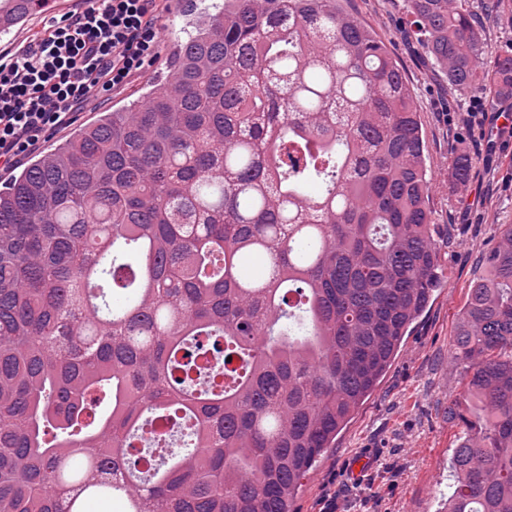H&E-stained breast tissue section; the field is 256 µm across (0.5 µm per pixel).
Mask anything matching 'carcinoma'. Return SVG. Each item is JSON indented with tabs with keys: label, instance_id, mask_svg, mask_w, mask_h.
<instances>
[{
	"label": "carcinoma",
	"instance_id": "carcinoma-1",
	"mask_svg": "<svg viewBox=\"0 0 512 512\" xmlns=\"http://www.w3.org/2000/svg\"><path fill=\"white\" fill-rule=\"evenodd\" d=\"M11 2L1 34L51 0ZM339 2L219 6L0 188V512H291L375 390L438 247L406 77ZM406 9L448 84L512 95L464 0ZM485 264L448 512H512L511 224Z\"/></svg>",
	"mask_w": 512,
	"mask_h": 512
}]
</instances>
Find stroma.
Listing matches in <instances>:
<instances>
[{"label":"stroma","instance_id":"1","mask_svg":"<svg viewBox=\"0 0 512 512\" xmlns=\"http://www.w3.org/2000/svg\"><path fill=\"white\" fill-rule=\"evenodd\" d=\"M342 7L386 44L413 90L431 178L432 234L440 245V288L410 326L399 353L375 391L354 412L302 481L292 512H446L454 483L453 451L464 436L450 401L467 395L468 373L452 361L454 331L472 281L497 243L500 225L512 224V134L488 140L496 112L512 98L450 88L448 77L418 48L405 24L404 0H342ZM481 21L492 54L512 53V0H466ZM160 59L107 104L91 101L85 124L103 108H118L160 81L165 56L182 35L183 18L166 11ZM482 106L484 122L467 118ZM469 161L465 182L448 178L455 156Z\"/></svg>","mask_w":512,"mask_h":512}]
</instances>
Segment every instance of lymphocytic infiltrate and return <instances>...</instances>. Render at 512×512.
<instances>
[{
    "label": "lymphocytic infiltrate",
    "mask_w": 512,
    "mask_h": 512,
    "mask_svg": "<svg viewBox=\"0 0 512 512\" xmlns=\"http://www.w3.org/2000/svg\"><path fill=\"white\" fill-rule=\"evenodd\" d=\"M167 0H90L0 52V171L14 167L77 109L124 88L158 57Z\"/></svg>",
    "instance_id": "1"
}]
</instances>
